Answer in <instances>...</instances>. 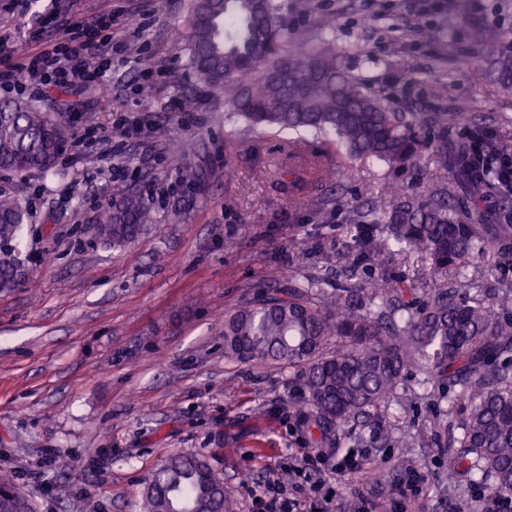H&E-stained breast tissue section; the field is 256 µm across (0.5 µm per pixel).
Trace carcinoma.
Instances as JSON below:
<instances>
[{"instance_id":"1","label":"carcinoma","mask_w":512,"mask_h":512,"mask_svg":"<svg viewBox=\"0 0 512 512\" xmlns=\"http://www.w3.org/2000/svg\"><path fill=\"white\" fill-rule=\"evenodd\" d=\"M188 64L212 91L258 73L234 99L236 116L253 128L311 130L333 139L336 151L404 170L420 159L452 170L470 207L461 217L448 183L415 186L396 194L377 235L371 212H356L351 269L329 287L310 274L288 288L243 300L224 315V350L244 362L270 361L298 369L305 392L295 412L317 448L338 445L348 425L376 421L402 385L405 371L425 373L423 389L454 385L469 394L461 431L463 451L448 454V468L494 479V490L512 494V316L489 295L467 293L459 277L478 252L495 266L512 264V224H493L482 207L491 175L468 146L448 150L446 112L405 124L362 83L346 75L342 51L325 36L288 52L294 32L281 0H190L182 34ZM499 86L512 90V42L485 44ZM75 136L73 122L22 100L0 102V169L47 174L49 159ZM31 214L0 196V292L29 276L13 243ZM103 242L125 246L154 217L143 199L125 195L97 213ZM421 254L427 273L448 278L428 287L382 267L362 285L357 270L377 263L388 241ZM224 478L205 460L174 454L148 479L142 512H228Z\"/></svg>"}]
</instances>
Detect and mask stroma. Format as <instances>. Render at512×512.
Instances as JSON below:
<instances>
[{"mask_svg":"<svg viewBox=\"0 0 512 512\" xmlns=\"http://www.w3.org/2000/svg\"><path fill=\"white\" fill-rule=\"evenodd\" d=\"M188 0H0V41H64V24L112 18L125 52L100 60L94 86L54 93L77 118L81 160L63 154L55 176L0 172V194L32 212L19 248L29 277L0 292V474L31 512H140L145 482L169 455L192 454L222 473L233 512H252L248 485L285 474L310 448L294 414L304 397L295 369L245 363L224 352V316L244 294L288 286L350 259L356 210L383 218L396 180L427 185L433 166L401 174L350 159L327 138L246 129L230 105L240 83L213 96L177 39ZM300 42L334 38L346 73L397 112H448L449 144L483 121L512 147V93L473 65L472 29L512 38V0H288ZM139 18L140 32L126 25ZM154 71L143 83L137 69ZM196 98L193 110L181 107ZM138 112L148 136L103 137L114 116ZM95 115L93 125L81 114ZM335 182H299L313 167ZM190 167L198 182H181ZM136 193L154 223L122 249L105 246L94 216L107 198ZM409 370L383 422L391 440L371 456L379 476L331 477L337 512L358 495L389 512H479L493 480L448 471V441L467 401L421 393ZM70 461L60 470L62 461ZM417 491L399 498L407 471Z\"/></svg>","mask_w":512,"mask_h":512,"instance_id":"1","label":"stroma"}]
</instances>
